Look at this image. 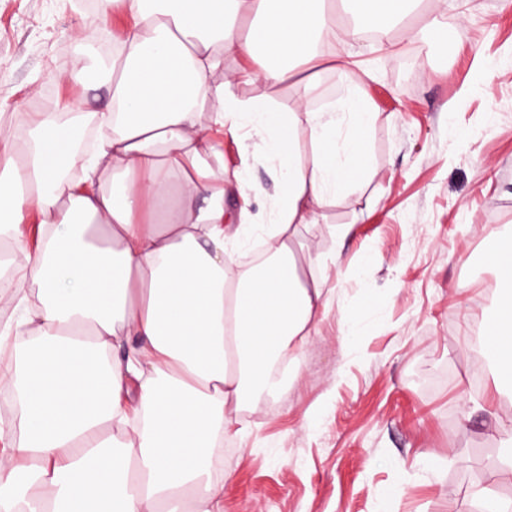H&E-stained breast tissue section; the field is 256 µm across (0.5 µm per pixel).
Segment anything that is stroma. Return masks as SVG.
<instances>
[{"mask_svg":"<svg viewBox=\"0 0 512 512\" xmlns=\"http://www.w3.org/2000/svg\"><path fill=\"white\" fill-rule=\"evenodd\" d=\"M434 13L459 50L396 27L389 43L354 42L353 68L321 67L320 101L362 76L375 120L370 178L298 227L304 278L336 291L300 359L302 375L239 412L224 438V512H484L488 489L512 501L493 400L473 387L471 339L495 310L489 257L512 235V6L447 0ZM81 0H0V114L111 103L106 86L69 80ZM348 227L346 236L333 235Z\"/></svg>","mask_w":512,"mask_h":512,"instance_id":"1","label":"stroma"}]
</instances>
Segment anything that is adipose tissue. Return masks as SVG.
Instances as JSON below:
<instances>
[{
  "instance_id": "adipose-tissue-1",
  "label": "adipose tissue",
  "mask_w": 512,
  "mask_h": 512,
  "mask_svg": "<svg viewBox=\"0 0 512 512\" xmlns=\"http://www.w3.org/2000/svg\"><path fill=\"white\" fill-rule=\"evenodd\" d=\"M121 2L130 23L100 73L120 106L98 115L111 137L84 156L78 122L35 112L21 148L0 142V267L11 272L0 304L24 306L31 334L23 353L0 336V378L19 393L18 422L0 426V512H223L216 444L253 398L283 387L279 370L299 376L333 293L302 277L292 234L368 170L362 85L319 106L316 82L298 71L326 49L347 71L337 45L368 29L387 41L421 4L350 0L355 21L339 28L326 0ZM229 55L240 65L228 73ZM228 83L289 85L294 105L240 98ZM225 138L242 190L231 215ZM256 146L275 193L248 178ZM263 196L276 245L262 267L232 268L226 257L255 231L250 206ZM492 261L498 313L486 347L512 390L511 237ZM128 336L139 347L116 356Z\"/></svg>"
}]
</instances>
